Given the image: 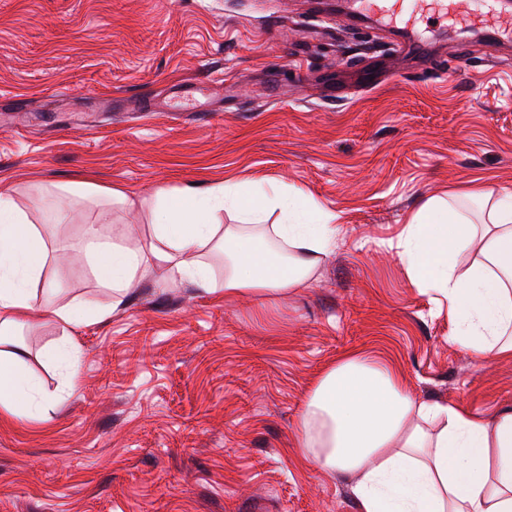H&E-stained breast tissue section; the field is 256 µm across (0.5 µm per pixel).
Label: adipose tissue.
<instances>
[{"instance_id":"ef3b65f1","label":"adipose tissue","mask_w":512,"mask_h":512,"mask_svg":"<svg viewBox=\"0 0 512 512\" xmlns=\"http://www.w3.org/2000/svg\"><path fill=\"white\" fill-rule=\"evenodd\" d=\"M285 221L273 225L281 252L256 245V224H225L232 205L259 216L266 207L223 184L160 193L148 233L126 225L115 239L83 228L82 249L97 282L121 306L133 288L162 271L212 292L202 251L224 254V296H285L309 277L336 243L330 216L290 197L278 201ZM54 224H31L0 190V406L33 412L40 401L20 365L17 335L49 320L78 330L107 314L103 307L63 303L42 272L55 252ZM400 257L412 281L448 304L453 339L473 354L512 355V196L491 204L489 220L469 223L450 205L429 201L409 224ZM472 251L459 269L455 254ZM303 460L355 477L361 512H512V410L479 417L458 405L412 397L398 373L376 360L347 355L312 385L300 416Z\"/></svg>"}]
</instances>
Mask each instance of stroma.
<instances>
[{"label":"stroma","instance_id":"1","mask_svg":"<svg viewBox=\"0 0 512 512\" xmlns=\"http://www.w3.org/2000/svg\"><path fill=\"white\" fill-rule=\"evenodd\" d=\"M359 23L318 0H0V185L31 223L56 221L60 299L107 306L82 227L104 235L151 222L162 191L258 185L335 215V248L301 288L230 301L152 281L76 332L79 388L64 392L45 321L25 331V369L50 403L0 412V512H360L355 481L299 453L302 404L340 357L393 363L411 395L478 416L512 409V356L484 359L451 337L446 308L400 260L431 198L474 224L512 195V13L496 47L433 6ZM433 61L397 53V26ZM396 79L353 84L352 69ZM167 97L172 114L116 112L117 97ZM223 110L185 116L191 101ZM122 186L136 206L49 190Z\"/></svg>","mask_w":512,"mask_h":512}]
</instances>
